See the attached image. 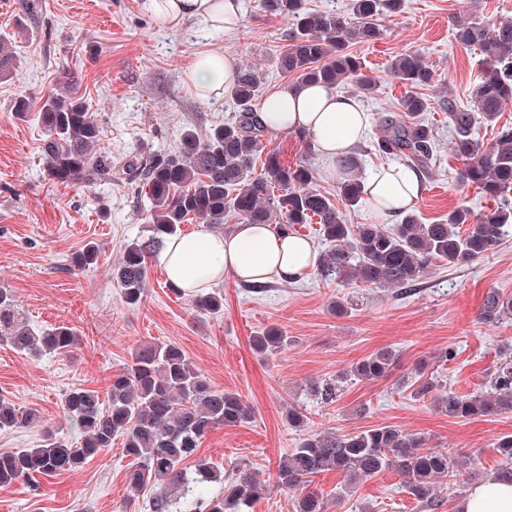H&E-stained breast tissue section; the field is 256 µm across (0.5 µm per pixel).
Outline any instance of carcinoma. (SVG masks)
I'll list each match as a JSON object with an SVG mask.
<instances>
[{"mask_svg": "<svg viewBox=\"0 0 512 512\" xmlns=\"http://www.w3.org/2000/svg\"><path fill=\"white\" fill-rule=\"evenodd\" d=\"M399 0H348L347 9L312 12L306 0H262L271 16L292 21L289 43L279 56L280 70L300 83L351 85L362 94L372 90L365 64L351 44L372 42L381 36L377 17L382 9L395 10ZM456 40L480 49L482 76L471 92L470 108L448 104L452 137L448 152L461 167L456 181L473 185L491 197L497 207L473 215L460 206L440 224H424L413 211L402 214L392 230L379 224H347L330 195L312 187L315 170L307 164L288 165L278 151L264 152L267 128L252 108L260 87L258 71L251 66L235 69L231 96L240 110L203 136L194 130L182 134L179 150L112 170V157L100 148L101 130L89 106L73 83L60 93L41 98L38 118L45 135L44 159L50 179L63 186L112 182L124 175L148 190L149 235L128 243L113 271L126 302L135 305L148 288L147 261L166 239L178 235L181 224L193 219L213 228L230 214L248 224H268L276 233L295 226L319 224L326 244L318 258L317 274L329 282L356 281L371 288L405 289L420 283L439 262L462 267L497 251L512 228V124L498 125L488 145L480 140L479 121L496 124L512 100V19L486 23L454 20ZM393 76L409 92L400 103L401 113L378 117L379 136L374 151L386 161H401L418 171L433 162L437 138L425 121L427 99L414 90L434 84L433 69L415 51L400 53L390 64ZM260 173H255L257 160ZM339 199L357 207L364 196L362 153L339 160ZM99 247L84 245L74 264H94ZM200 311L216 313L224 307L223 294L202 291L193 295ZM481 318L502 324L512 320V296L487 294ZM0 344L17 352L68 354L77 344L65 325L38 331L24 321L12 292L0 288ZM288 346L283 331L270 326L250 337L252 351L261 356ZM397 351L386 347L356 362L351 373L360 381H378L397 366ZM429 378L415 389L418 397L431 396L435 407L450 418L512 413V359L499 362L488 387L478 394L453 390L438 396ZM253 408L235 393L215 388L186 353L174 344L139 346L112 378L107 401L90 388L70 391L64 417L78 437L59 438L47 431L35 448L0 452V486L18 481L37 490L38 478L80 469L116 439L134 458L126 474L132 496L152 490L151 512H243L263 491L262 484L245 465L224 477L197 456L202 440L213 429L235 427L252 419ZM288 427L302 438L277 466L281 486L297 492L294 512H325L321 493L312 487L318 475L336 471L346 485L394 471L406 491L430 512L444 505L441 490L457 477V463L448 453L427 446L426 437L393 426L338 435L309 429L306 415L288 409ZM33 410L22 411L0 398V430L39 426ZM501 456L498 473L512 479V435L496 439ZM224 483L216 497L202 495L207 483Z\"/></svg>", "mask_w": 512, "mask_h": 512, "instance_id": "carcinoma-1", "label": "carcinoma"}]
</instances>
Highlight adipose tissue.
<instances>
[{
    "mask_svg": "<svg viewBox=\"0 0 512 512\" xmlns=\"http://www.w3.org/2000/svg\"><path fill=\"white\" fill-rule=\"evenodd\" d=\"M158 23L175 28L189 19L211 27L230 29L241 22L240 0H146ZM234 68L226 57L205 53L185 68L183 79L196 96L220 95L233 80ZM274 132H304L322 160L329 165L350 155L369 129V119L357 100L335 87L285 84L271 93L259 114ZM423 191L420 173L404 166H387L366 187L368 214L380 221L410 209ZM158 261L169 282L190 295L212 287L225 276L249 284L271 279L296 280L317 262L309 239L277 234L266 224L235 225L218 235L204 230L169 238ZM457 512H512V482L489 477L475 484L458 504Z\"/></svg>",
    "mask_w": 512,
    "mask_h": 512,
    "instance_id": "adipose-tissue-1",
    "label": "adipose tissue"
}]
</instances>
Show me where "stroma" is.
Listing matches in <instances>:
<instances>
[{
    "instance_id": "1",
    "label": "stroma",
    "mask_w": 512,
    "mask_h": 512,
    "mask_svg": "<svg viewBox=\"0 0 512 512\" xmlns=\"http://www.w3.org/2000/svg\"><path fill=\"white\" fill-rule=\"evenodd\" d=\"M242 22L230 31L191 19L160 26L144 0H0V37L13 52L11 73L0 78V287L10 288L26 321L37 330L72 328L78 344L69 354L34 356L0 346V396L37 410L40 427L1 430L0 452L40 444L43 427L71 434L63 398L75 388L107 394L114 374L143 342L180 347L218 389L237 393L254 410L251 422L221 427L204 439L199 454L221 471L247 462L263 492L245 512H294L293 491L278 486L281 456L300 434L289 428L288 407L302 410L311 429L339 434L392 425L426 436L429 446L461 465L440 512H456L474 484L493 475L501 459L493 444L512 435V413L455 419L430 399L414 396L418 373L431 374L438 393H475L488 384L497 362L512 355V322L482 323L486 294L512 296V235L492 256L463 267H438L424 283L403 293L355 283H329L308 273L276 280L264 291L225 276L216 286L224 309L196 310L187 295L166 288L157 259L148 263L149 288L127 304L112 280L125 246L148 236V199L137 184L112 182L63 187L48 176L44 136L36 113L17 118V98H40L74 81L102 132L100 147L119 164L177 150L184 130L206 133L231 119L238 107L229 93L203 100L183 81L197 55L217 53L234 66L260 71L252 102L260 109L276 87L291 82L278 57L292 23L270 17L261 0H241ZM512 18V0H403L401 9L378 18L381 37L354 44L374 90L359 103L368 116L394 112L407 88L389 71L401 52H419L435 84L424 90V118L438 132L437 159L424 176L414 205L422 223L436 224L465 205L480 214L493 207L478 189H459L457 161L448 155V106L469 107L481 76L479 49L459 45L455 16ZM264 146L286 162L308 160L319 190L336 193V174L318 154L305 153L298 136L267 133ZM98 243L97 264L78 269L75 253ZM350 309L336 315L332 305ZM279 327L288 346L269 359L256 356L249 338ZM390 347L399 353L393 374L379 381L350 376L354 363ZM450 360H443V353ZM333 380L335 402L324 404L309 387ZM133 462L114 441L82 468L39 480L38 491L17 483L0 487V512H150V497H130L125 475ZM317 484L326 512H423L401 478L387 471L345 488L328 472Z\"/></svg>"
}]
</instances>
